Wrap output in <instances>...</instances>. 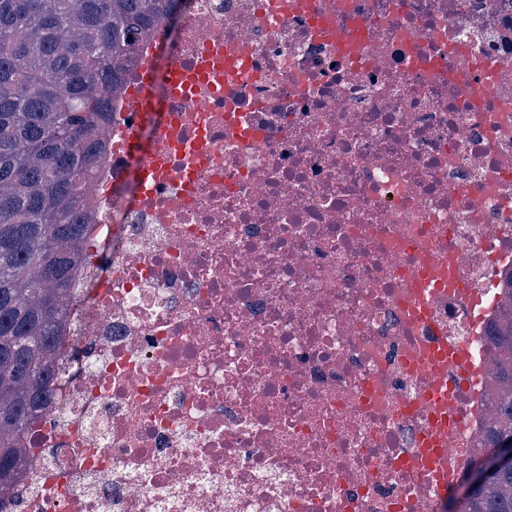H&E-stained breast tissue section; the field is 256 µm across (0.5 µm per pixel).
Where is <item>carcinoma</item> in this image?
<instances>
[{"mask_svg": "<svg viewBox=\"0 0 512 512\" xmlns=\"http://www.w3.org/2000/svg\"><path fill=\"white\" fill-rule=\"evenodd\" d=\"M182 0H0V492L21 435L55 394L60 337L86 251V183L106 160L112 96L142 40ZM484 344L491 414L479 448L512 442V273ZM454 512H512V468L468 486Z\"/></svg>", "mask_w": 512, "mask_h": 512, "instance_id": "cac0c4a2", "label": "carcinoma"}]
</instances>
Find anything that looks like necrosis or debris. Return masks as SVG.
Wrapping results in <instances>:
<instances>
[{"label": "necrosis or debris", "instance_id": "4bbe7bcc", "mask_svg": "<svg viewBox=\"0 0 512 512\" xmlns=\"http://www.w3.org/2000/svg\"><path fill=\"white\" fill-rule=\"evenodd\" d=\"M112 104L56 362L0 512H441L512 268V0H188ZM151 173L128 181L123 134Z\"/></svg>", "mask_w": 512, "mask_h": 512}]
</instances>
